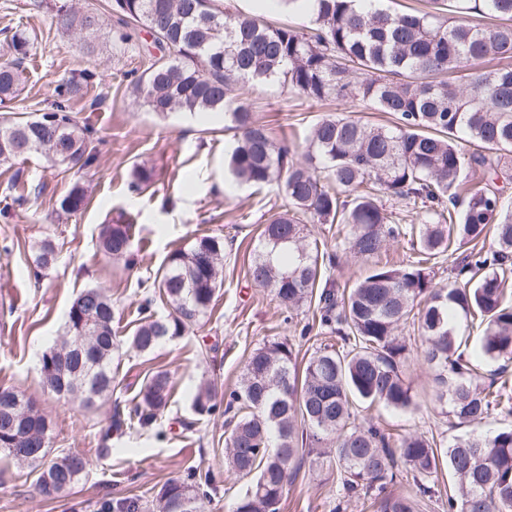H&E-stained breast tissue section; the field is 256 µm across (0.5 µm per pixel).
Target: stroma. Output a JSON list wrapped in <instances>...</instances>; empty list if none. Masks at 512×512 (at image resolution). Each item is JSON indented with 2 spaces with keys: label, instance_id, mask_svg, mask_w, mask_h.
Segmentation results:
<instances>
[{
  "label": "stroma",
  "instance_id": "35a3bbf8",
  "mask_svg": "<svg viewBox=\"0 0 512 512\" xmlns=\"http://www.w3.org/2000/svg\"><path fill=\"white\" fill-rule=\"evenodd\" d=\"M55 2L0 0V44L20 22L37 35L23 63L20 94L12 108H0V123L15 111L40 112L63 80L92 71L93 88L72 99L70 111L76 121L94 128L99 162L78 170L52 166L33 155L11 169L0 165V197L15 176L27 192L13 216H0V385L36 399L53 426L55 450L86 454L91 466L66 494L46 496L38 491L34 475L1 454L0 512H87L103 495L118 492L151 500L165 481L191 466L212 470L218 481L206 512H232L247 482L225 464L223 415L202 418L191 432L112 438L114 452L105 457L98 450L115 404L129 403L151 371L171 374L173 393L165 417L170 423L192 418V397L202 380L212 381L220 394L234 388L250 352L266 340L285 337L296 351L309 349L300 331L310 321L311 310L286 311L247 275L259 225L282 211L286 200L277 186L259 189L231 180L224 156L234 138L223 125L194 126L183 112H151L131 85L133 74L144 68L137 48L121 47L108 22L94 31L58 32ZM247 92L258 120L291 145H305L311 126L328 114L347 110L374 124L389 121L388 114L364 110L361 103H317L277 82L253 85ZM139 167L151 170L153 180L136 196L129 193L128 183ZM76 183L87 190V207L71 215L59 213L60 200ZM118 218L135 226L130 271L98 248L101 226ZM211 230L224 234V282L210 315L150 355L123 354L112 398L99 401L94 409L44 389L42 355L62 335L68 309L80 291L107 290L117 309L115 329L119 336H131L138 324L135 302L142 295V281L155 276L172 250L189 247L195 234ZM304 233L337 251L329 270L335 281L352 283L365 276L369 262L336 250L335 229L308 224ZM45 238L54 241L58 260L38 280L33 267ZM403 334L410 346L405 378L413 386L418 408L403 412L376 403L361 410V419L394 434H431L448 446L467 438L474 426L451 424L434 401V371L421 355L417 328L406 326ZM204 346L211 349L206 358L200 354ZM280 512L371 510L363 498L344 492L336 467L325 456L313 453L297 464Z\"/></svg>",
  "mask_w": 512,
  "mask_h": 512
}]
</instances>
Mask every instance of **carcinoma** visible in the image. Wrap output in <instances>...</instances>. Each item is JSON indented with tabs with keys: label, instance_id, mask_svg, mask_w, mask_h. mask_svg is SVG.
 Segmentation results:
<instances>
[{
	"label": "carcinoma",
	"instance_id": "carcinoma-1",
	"mask_svg": "<svg viewBox=\"0 0 512 512\" xmlns=\"http://www.w3.org/2000/svg\"><path fill=\"white\" fill-rule=\"evenodd\" d=\"M157 26L149 19L154 0H110L122 43L139 30L152 36L155 52L134 80V92L149 109L171 112L222 111L237 138L227 170L239 184L276 185L288 209L261 226L258 250L248 274L269 288L288 308L313 304L312 323L303 335L336 334L341 343L320 345L298 368L287 339L255 348L238 386L225 394L228 417L226 464L252 484L233 512H280L294 473L305 453L331 440L329 449L346 493L363 496L374 512H419L435 496L440 461L456 476V495L448 512H512V429L474 435L443 446L423 434L405 433L390 444L385 433L358 420L356 405L383 403L404 412L417 404L402 371L409 351L401 326L418 322L424 358L434 366L435 402L441 413L460 423L481 422L497 412L512 415V389L480 385L459 353L462 341L448 325L460 310L479 320L481 350L490 360L512 361V302L502 273L512 268V209L504 206L496 181L512 174L500 168L512 153V0H428L425 12L390 13L357 0H284L288 8L309 4L307 29L274 25L259 13H230L218 0H166ZM97 15H79L64 2L57 6L58 29H90ZM12 59L0 63V105L20 92L21 65L33 45L17 27L7 39ZM238 45L235 54L225 48ZM95 74L83 73L56 88L50 110L0 125V165L33 152L53 164L90 169L98 161L93 130L80 126L70 101L88 89ZM281 81L315 101L351 99L367 110L388 112L389 125L328 114L307 137L304 161L276 140L252 112L245 86ZM476 146L466 152L464 143ZM152 172L137 169L129 191L142 193ZM412 206L416 224H399L383 201ZM87 204L74 184L59 203L72 214ZM336 225V246L348 244L361 259L379 256L389 242L406 238L418 259L406 264H376L357 283L339 288L322 267L325 261L305 243L303 218ZM492 233L496 248L483 246ZM135 229L117 219L102 227L99 249L130 260ZM55 246L42 243L36 267L50 269ZM452 259L448 286L433 282L428 264ZM224 236L204 233L192 245L172 251L137 306L140 322L126 340L114 330L112 298L103 288H86L72 302L65 332L42 356L43 385L59 397L77 396L91 408L112 395L122 345L138 354L184 335L213 308L223 284ZM170 306L164 317L151 313L155 299ZM90 351L91 364L80 374L58 364L67 351ZM172 396L170 373L151 372L123 412L115 408L104 434L156 432ZM199 417L213 415L217 403L209 384L192 399ZM309 447L299 446V433ZM0 451L18 465L38 472L47 495L72 488L89 460L73 452L51 454V426L36 401L0 386ZM412 480L419 497L386 492V481ZM210 470L191 467L167 480L155 504L141 495L106 494L92 512H185L191 497L195 512L214 489Z\"/></svg>",
	"mask_w": 512,
	"mask_h": 512
}]
</instances>
